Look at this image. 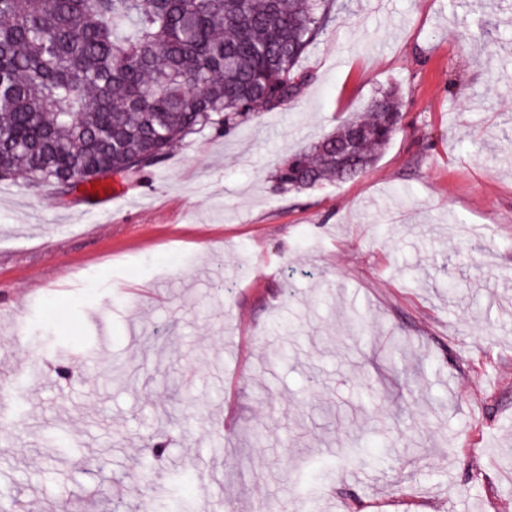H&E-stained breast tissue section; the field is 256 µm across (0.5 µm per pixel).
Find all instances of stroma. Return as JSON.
<instances>
[{"label": "stroma", "mask_w": 512, "mask_h": 512, "mask_svg": "<svg viewBox=\"0 0 512 512\" xmlns=\"http://www.w3.org/2000/svg\"><path fill=\"white\" fill-rule=\"evenodd\" d=\"M341 2L296 97L126 196L0 180L17 512H512V0ZM392 85L373 167L277 187Z\"/></svg>", "instance_id": "obj_1"}]
</instances>
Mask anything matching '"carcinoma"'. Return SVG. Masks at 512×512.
<instances>
[{
  "label": "carcinoma",
  "instance_id": "obj_1",
  "mask_svg": "<svg viewBox=\"0 0 512 512\" xmlns=\"http://www.w3.org/2000/svg\"><path fill=\"white\" fill-rule=\"evenodd\" d=\"M335 0H0V179L87 186L142 171L173 143L226 133L304 82L299 59ZM389 90L288 159L278 187L346 181L400 123Z\"/></svg>",
  "mask_w": 512,
  "mask_h": 512
}]
</instances>
